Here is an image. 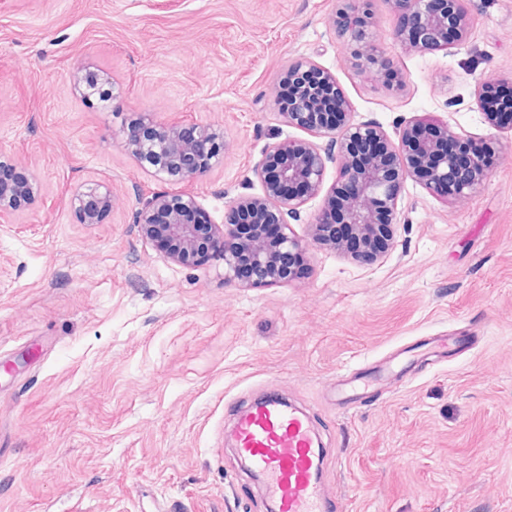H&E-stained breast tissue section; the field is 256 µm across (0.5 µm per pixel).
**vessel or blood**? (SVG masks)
Instances as JSON below:
<instances>
[{
	"instance_id": "b4317fda",
	"label": "vessel or blood",
	"mask_w": 512,
	"mask_h": 512,
	"mask_svg": "<svg viewBox=\"0 0 512 512\" xmlns=\"http://www.w3.org/2000/svg\"><path fill=\"white\" fill-rule=\"evenodd\" d=\"M234 442L277 512H334L336 500L315 472L316 432L301 410L268 397L238 413Z\"/></svg>"
}]
</instances>
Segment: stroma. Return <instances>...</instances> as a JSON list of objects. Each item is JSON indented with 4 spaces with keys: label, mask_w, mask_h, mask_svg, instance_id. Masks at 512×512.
I'll return each mask as SVG.
<instances>
[{
    "label": "stroma",
    "mask_w": 512,
    "mask_h": 512,
    "mask_svg": "<svg viewBox=\"0 0 512 512\" xmlns=\"http://www.w3.org/2000/svg\"><path fill=\"white\" fill-rule=\"evenodd\" d=\"M465 43L420 53L389 0L365 29L401 83L355 69L337 0H0V151L38 203L0 224V512H266L229 439L276 389L322 445L337 512H512V135L477 81L512 80V0H460ZM330 71L354 122L445 121L499 157L468 199L406 180L393 248L372 263L312 249L295 281L224 282L223 263L166 262L134 222L160 187L121 144L139 112L224 131V160L186 184L214 223L265 146L308 138L275 102L290 62ZM108 73L114 111L70 85ZM112 184L100 224L71 192ZM461 345L422 360L433 336ZM384 371L350 409L331 386Z\"/></svg>",
    "instance_id": "stroma-1"
}]
</instances>
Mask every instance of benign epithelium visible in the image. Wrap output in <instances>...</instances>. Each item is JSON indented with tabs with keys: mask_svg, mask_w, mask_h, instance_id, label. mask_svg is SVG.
I'll use <instances>...</instances> for the list:
<instances>
[{
	"mask_svg": "<svg viewBox=\"0 0 512 512\" xmlns=\"http://www.w3.org/2000/svg\"><path fill=\"white\" fill-rule=\"evenodd\" d=\"M400 22L395 37L425 52L463 42L468 22L459 0H390ZM356 43L355 65L390 72L387 59L366 30H348ZM316 72L327 95L299 90L295 103L281 112L288 126L304 129L329 141L321 146L293 140L267 146L253 170L262 192L238 196L227 207L224 223L214 224L189 192L165 188L153 193L136 210L134 223L141 236L161 247L164 260L194 265L204 259L224 263V283L238 288L287 284L295 280L291 260L309 249L343 251L361 261H373L391 247L398 201L404 181L423 183L433 194L466 199L488 178L487 152H496L485 140L464 139L446 122L405 121L390 136L373 121L355 123L335 77L311 61H296L288 75ZM105 79L83 66L72 75L73 91L84 99L99 95L104 110H113L117 95L104 89ZM477 84L476 104L485 121L512 133V81ZM469 153L461 163L458 146ZM123 147L137 161L148 164L163 184L191 183L205 177L224 159V131L195 122L162 123L143 113L123 128ZM340 167V184L310 225L306 238L297 236L291 221L300 208L323 187L327 163ZM19 164L0 152V224L41 197L35 180H10L5 173ZM114 197L107 184L86 180L70 195L69 206L81 224H100L112 212ZM276 227L275 235L267 226Z\"/></svg>",
	"mask_w": 512,
	"mask_h": 512,
	"instance_id": "obj_1",
	"label": "benign epithelium"
}]
</instances>
